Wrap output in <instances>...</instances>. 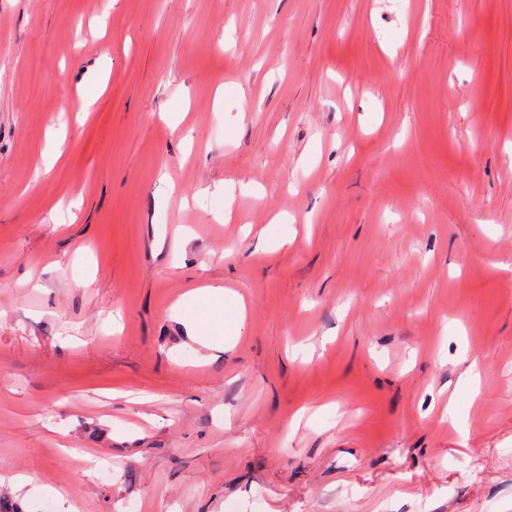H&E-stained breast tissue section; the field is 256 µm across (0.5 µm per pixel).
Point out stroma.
Instances as JSON below:
<instances>
[{
	"label": "stroma",
	"instance_id": "1",
	"mask_svg": "<svg viewBox=\"0 0 512 512\" xmlns=\"http://www.w3.org/2000/svg\"><path fill=\"white\" fill-rule=\"evenodd\" d=\"M0 492L512 512V0H0ZM190 304L197 310L194 316L183 319L187 335L195 342L226 349L229 333L238 331L243 322L241 299L221 285H210L192 292Z\"/></svg>",
	"mask_w": 512,
	"mask_h": 512
}]
</instances>
